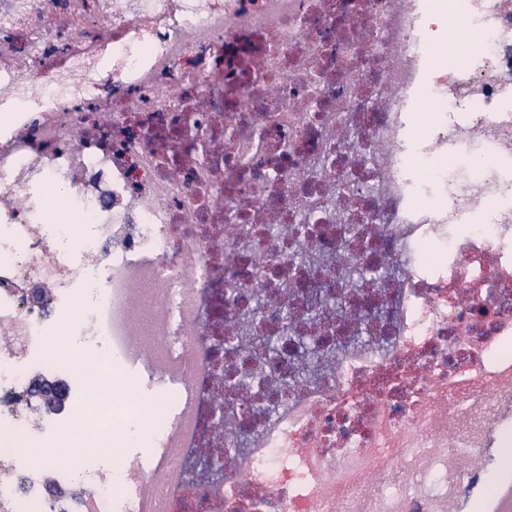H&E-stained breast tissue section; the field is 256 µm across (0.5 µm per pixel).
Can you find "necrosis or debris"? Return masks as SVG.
I'll list each match as a JSON object with an SVG mask.
<instances>
[{"label":"necrosis or debris","mask_w":512,"mask_h":512,"mask_svg":"<svg viewBox=\"0 0 512 512\" xmlns=\"http://www.w3.org/2000/svg\"><path fill=\"white\" fill-rule=\"evenodd\" d=\"M24 30L0 512H51V480L142 512L170 469L162 512L488 504L512 476V0H0V41ZM40 367L67 385L50 421ZM64 436L80 454L18 494L17 441Z\"/></svg>","instance_id":"obj_1"}]
</instances>
